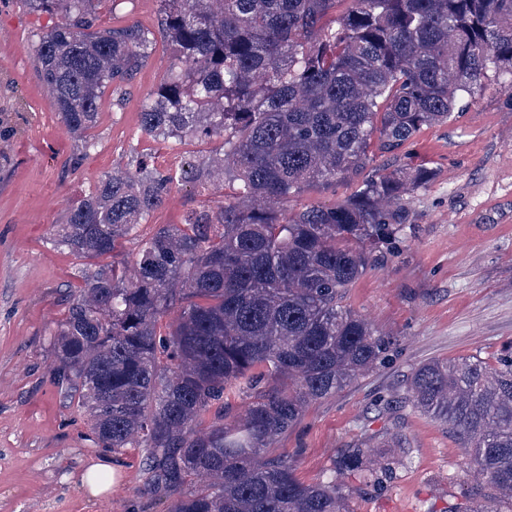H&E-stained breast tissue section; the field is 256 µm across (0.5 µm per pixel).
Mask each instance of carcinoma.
<instances>
[{
	"mask_svg": "<svg viewBox=\"0 0 512 512\" xmlns=\"http://www.w3.org/2000/svg\"><path fill=\"white\" fill-rule=\"evenodd\" d=\"M58 17L37 36L42 84L82 152L104 90L147 57L137 25L94 32L95 0H23ZM176 51L140 112L154 137L223 140L183 177L237 182L216 212H192L139 243L133 273L100 265L54 333L61 384L92 418V441L145 448L151 490L168 512H349L336 478L305 483L268 449L326 398L380 363L386 341L345 304L349 288L400 242L404 195L433 173L364 171L423 128L448 121L489 72L512 76V0H161ZM333 22H325L330 14ZM361 178L333 207L275 209L312 183ZM145 164L106 174L56 225L53 242L84 258L113 254L169 193ZM167 334L157 322L174 303ZM252 398L232 413L229 396ZM408 402L469 448L477 478L512 501V358L434 359L414 370ZM213 414L202 427V417ZM333 473L379 486L387 470L349 448ZM199 489H186L191 478ZM500 512L497 498L469 510Z\"/></svg>",
	"mask_w": 512,
	"mask_h": 512,
	"instance_id": "obj_1",
	"label": "carcinoma"
}]
</instances>
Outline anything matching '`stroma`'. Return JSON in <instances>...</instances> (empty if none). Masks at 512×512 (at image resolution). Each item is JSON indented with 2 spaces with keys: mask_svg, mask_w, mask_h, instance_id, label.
<instances>
[{
  "mask_svg": "<svg viewBox=\"0 0 512 512\" xmlns=\"http://www.w3.org/2000/svg\"><path fill=\"white\" fill-rule=\"evenodd\" d=\"M160 0H99L95 27L135 24L154 34L139 69L107 89L82 154L54 100L34 73L35 34L54 17L22 0H0V77L14 90L0 97L14 135L0 137V512H166L143 467L144 449L112 455L116 482L88 503L80 477L103 451L91 441V419L57 381L53 334L94 268L92 260L56 248L53 227L104 174L131 172L139 161L163 172L219 152L220 139L152 137L140 127L147 98L174 61L159 32ZM432 171L405 197L411 227L383 261L350 288V309L391 340L386 358L336 394L309 404L272 448L291 456L311 483L329 474L336 457L358 443L373 447L399 435L408 448L379 487L346 477L350 512H446L477 488L463 443L446 426L405 400L413 370L437 358L475 356L488 365L512 351V98L497 77L459 102L448 122L423 129L399 155ZM355 181L306 187L284 201L297 211L345 200ZM229 186L181 181L138 229L183 223L193 210H218ZM138 239L123 242L119 260L132 262Z\"/></svg>",
  "mask_w": 512,
  "mask_h": 512,
  "instance_id": "35a3bbf8",
  "label": "stroma"
}]
</instances>
